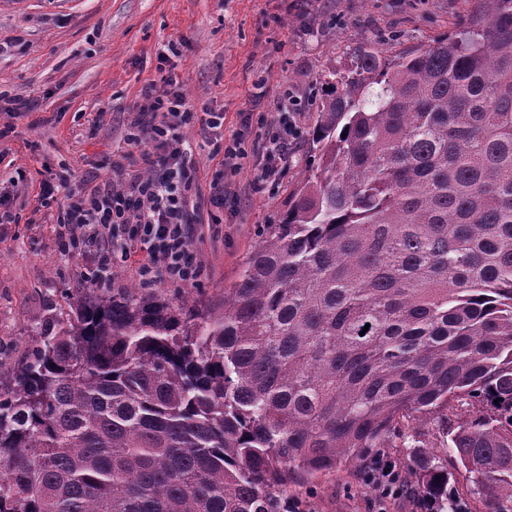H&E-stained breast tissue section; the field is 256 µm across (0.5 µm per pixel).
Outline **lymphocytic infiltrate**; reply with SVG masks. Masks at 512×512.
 <instances>
[{
    "instance_id": "f902f5d3",
    "label": "lymphocytic infiltrate",
    "mask_w": 512,
    "mask_h": 512,
    "mask_svg": "<svg viewBox=\"0 0 512 512\" xmlns=\"http://www.w3.org/2000/svg\"><path fill=\"white\" fill-rule=\"evenodd\" d=\"M167 89L157 94L146 87L132 110L136 117L125 135L128 146L139 149L145 170L120 188L69 190L67 178H60L65 200L57 221L65 231L60 238L62 251L83 252L93 248L100 260L94 276H112V256H129L131 249L143 251L136 273L142 285L167 282L176 286L194 282L199 268L190 252L193 224L199 223L197 206L189 202L193 180L185 161L183 125L198 121L203 133L223 134L224 115L209 108H186L176 79L166 78ZM280 119L265 136L247 145L244 134H237L224 146L222 167L254 152L258 160L256 189L274 186L292 156V147L301 136L294 113L296 98L283 94L277 104Z\"/></svg>"
}]
</instances>
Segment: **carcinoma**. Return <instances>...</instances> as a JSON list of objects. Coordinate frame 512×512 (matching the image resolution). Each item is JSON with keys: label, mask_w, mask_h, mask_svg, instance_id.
<instances>
[{"label": "carcinoma", "mask_w": 512, "mask_h": 512, "mask_svg": "<svg viewBox=\"0 0 512 512\" xmlns=\"http://www.w3.org/2000/svg\"><path fill=\"white\" fill-rule=\"evenodd\" d=\"M333 70L314 160L219 308L67 295L0 384V512H285L446 408L512 512V0ZM499 403H494V400ZM420 492L448 510V463Z\"/></svg>", "instance_id": "carcinoma-1"}]
</instances>
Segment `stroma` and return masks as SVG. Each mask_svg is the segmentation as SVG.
<instances>
[{"mask_svg":"<svg viewBox=\"0 0 512 512\" xmlns=\"http://www.w3.org/2000/svg\"><path fill=\"white\" fill-rule=\"evenodd\" d=\"M480 0H0V194L12 215L0 223V368L24 354L48 317L85 287L96 254L66 253L57 222L59 176L87 187L127 183L143 167L125 142L141 89L172 75L185 103L224 114V136L264 132L277 101H301L302 135L274 190L255 191V157L221 173L215 140L183 126L202 198L191 253L197 280L153 285L154 293L211 307L237 280L260 240L278 224L313 154L312 131L326 74L368 49L380 58L413 50L462 26ZM224 181L223 208L209 205ZM54 194H47V185ZM444 416L421 425L418 448H386L397 468L414 470L442 439ZM297 512H421L420 497L379 504L349 465L288 484Z\"/></svg>","mask_w":512,"mask_h":512,"instance_id":"stroma-1","label":"stroma"}]
</instances>
